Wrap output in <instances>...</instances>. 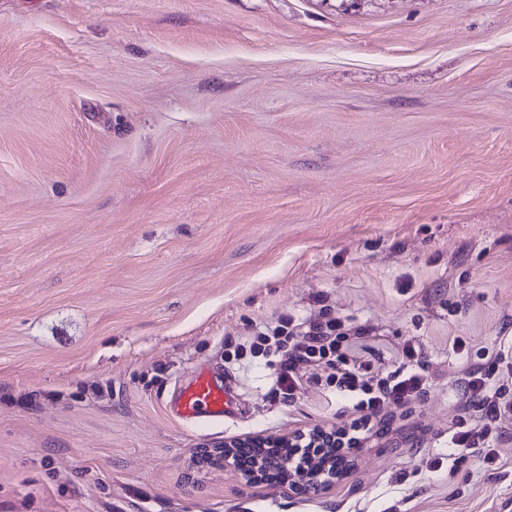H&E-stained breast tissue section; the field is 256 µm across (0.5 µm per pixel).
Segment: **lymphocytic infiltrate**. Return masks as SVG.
Instances as JSON below:
<instances>
[{
	"instance_id": "obj_1",
	"label": "lymphocytic infiltrate",
	"mask_w": 512,
	"mask_h": 512,
	"mask_svg": "<svg viewBox=\"0 0 512 512\" xmlns=\"http://www.w3.org/2000/svg\"><path fill=\"white\" fill-rule=\"evenodd\" d=\"M451 350L457 359L452 384L464 402L448 423L447 454L432 456L428 469L438 471L445 462L470 454L486 467L496 466L499 442L512 429V336L501 337L490 349L456 338ZM236 353L274 358V388L286 402L301 387L299 367L325 369L326 385L360 414L350 428L336 433L338 441L348 444L363 443L372 423L383 421L390 407L411 402L430 386L427 365L415 346H407L399 365L387 369L363 359L337 318L322 324L279 318L259 327Z\"/></svg>"
}]
</instances>
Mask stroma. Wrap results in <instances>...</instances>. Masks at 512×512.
<instances>
[{"instance_id":"1","label":"stroma","mask_w":512,"mask_h":512,"mask_svg":"<svg viewBox=\"0 0 512 512\" xmlns=\"http://www.w3.org/2000/svg\"><path fill=\"white\" fill-rule=\"evenodd\" d=\"M281 316L432 375L317 493L201 459L354 420L230 359ZM508 326L512 0H0V512H512V436L427 469ZM227 400L228 391L205 372H199L180 390L172 411L185 418H220L224 416ZM272 443V439H265L259 437H243L233 440L224 441V446L218 448V455L224 453V466L233 467L236 469L234 457L236 455V448H265L267 442Z\"/></svg>"}]
</instances>
